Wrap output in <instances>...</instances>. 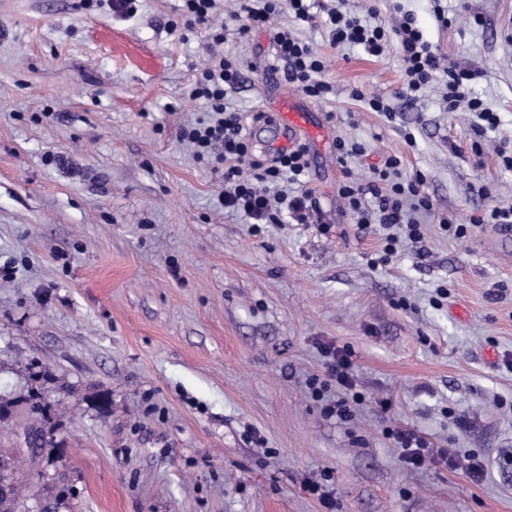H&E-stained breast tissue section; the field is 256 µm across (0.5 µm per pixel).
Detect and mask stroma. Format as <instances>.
Listing matches in <instances>:
<instances>
[{"instance_id":"35a3bbf8","label":"stroma","mask_w":512,"mask_h":512,"mask_svg":"<svg viewBox=\"0 0 512 512\" xmlns=\"http://www.w3.org/2000/svg\"><path fill=\"white\" fill-rule=\"evenodd\" d=\"M180 4L122 16L0 0V392L24 391L33 361L61 387L74 489L61 512H512V250L475 221L512 205L499 158L512 153V0H332L373 25L412 17L443 66L474 71L498 117L486 133L439 87L398 97V43L373 56L332 45L324 18L276 15L332 87L308 103L329 135L306 184L324 221L257 229L224 210L223 169L181 139L206 116L191 90L213 41L172 29ZM220 4V50L244 64L228 101L260 156L252 114L298 91L286 71L267 80L268 33L240 35L236 0ZM340 139L360 154L339 162ZM389 156L431 202L419 238L395 228L391 254L390 232L360 227L338 195ZM327 345L350 352L363 396L346 419L327 412L341 386L310 387ZM100 393L109 413L91 404ZM405 429L437 460L403 463Z\"/></svg>"}]
</instances>
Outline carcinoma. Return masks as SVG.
<instances>
[{
    "instance_id": "cac0c4a2",
    "label": "carcinoma",
    "mask_w": 512,
    "mask_h": 512,
    "mask_svg": "<svg viewBox=\"0 0 512 512\" xmlns=\"http://www.w3.org/2000/svg\"><path fill=\"white\" fill-rule=\"evenodd\" d=\"M34 385L27 393L16 397H0V419L10 415L20 407L26 408L22 426L31 440L30 446L40 449L39 454L26 458L29 469L43 472V462L54 460L66 466L58 450L64 447V440L58 438L60 423L55 404L49 398V384L53 383L51 374L41 370L30 371ZM57 483H47L31 491V483L22 482L14 485L7 494H0V512H27L28 501L36 496L44 500V512H59L64 497L72 488L65 486L66 477L62 472L56 473Z\"/></svg>"
}]
</instances>
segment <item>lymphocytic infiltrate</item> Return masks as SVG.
I'll list each match as a JSON object with an SVG mask.
<instances>
[{
    "instance_id": "f902f5d3",
    "label": "lymphocytic infiltrate",
    "mask_w": 512,
    "mask_h": 512,
    "mask_svg": "<svg viewBox=\"0 0 512 512\" xmlns=\"http://www.w3.org/2000/svg\"><path fill=\"white\" fill-rule=\"evenodd\" d=\"M237 18L241 32L268 27L272 15L285 12L302 22L312 21L316 0H239ZM332 26V43L336 46L360 45L371 55H380L389 39H396L401 50L404 79L400 97L413 99L432 83L440 69L441 58L422 33L405 18L395 26L367 27L354 17L336 10H328ZM272 42L275 55L288 65V78L306 97L320 100L331 92V85L323 80V61L312 47L291 33L274 29ZM469 70H449L448 83L443 95L449 110L467 104L488 127L498 123L496 113L477 98H466L462 87L473 80ZM241 79L238 62L224 57H213L204 69L193 91L194 97L204 99L210 108L208 121L184 129L183 139L194 147L193 156L203 161L215 148H222L225 162L224 190L221 200L225 209L242 214L252 224H279L286 216L298 220L320 219L321 211L309 191L288 194L279 191L282 182L300 183L309 168L308 150L299 145L285 152L260 159L253 155L241 113L225 103L229 90L235 89ZM396 157H387L382 167L372 169L368 182L346 180L338 188V195L347 209L357 216L359 223L396 225L407 223L406 203L415 209L430 210L428 197L421 191V178L405 182L394 181L390 171L398 166ZM249 168L250 178H242V168ZM329 378L335 379L346 390L344 398L337 400L335 413L344 418L350 415L353 404L362 400L350 376L351 361L348 352L324 348Z\"/></svg>"
}]
</instances>
